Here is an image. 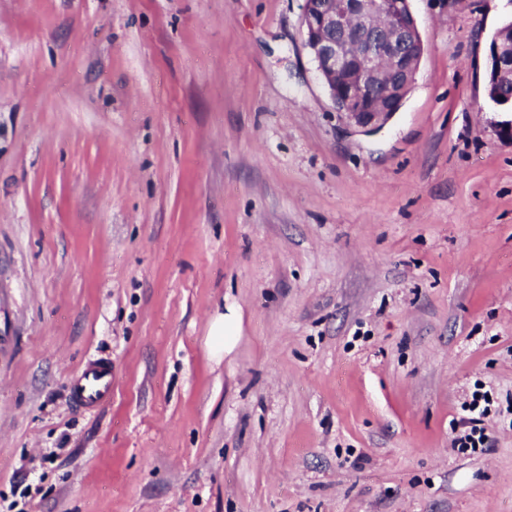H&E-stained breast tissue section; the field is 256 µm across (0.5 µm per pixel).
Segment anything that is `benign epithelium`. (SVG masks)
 Segmentation results:
<instances>
[{"mask_svg": "<svg viewBox=\"0 0 512 512\" xmlns=\"http://www.w3.org/2000/svg\"><path fill=\"white\" fill-rule=\"evenodd\" d=\"M301 26L316 70L337 109L360 128L400 110L424 54L410 0H305ZM487 87L512 105V26L492 36Z\"/></svg>", "mask_w": 512, "mask_h": 512, "instance_id": "7a95c632", "label": "benign epithelium"}]
</instances>
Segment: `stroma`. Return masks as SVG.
Returning <instances> with one entry per match:
<instances>
[{
	"instance_id": "stroma-1",
	"label": "stroma",
	"mask_w": 512,
	"mask_h": 512,
	"mask_svg": "<svg viewBox=\"0 0 512 512\" xmlns=\"http://www.w3.org/2000/svg\"><path fill=\"white\" fill-rule=\"evenodd\" d=\"M304 3L0 0V512H512V0H411L369 133ZM511 86V92H508ZM487 87L499 105H512V26L492 36L487 54ZM233 317L217 314L210 323L207 346L210 354L220 360L224 357V348L233 341L235 335ZM72 397L77 405L95 409L112 398V365L98 361L83 366L72 383ZM483 402V404H482ZM490 400L487 392H474L472 400L465 406L469 417L460 419V423L466 427L462 435L454 440V447L457 448H489V437L485 433L484 419L489 414Z\"/></svg>"
}]
</instances>
